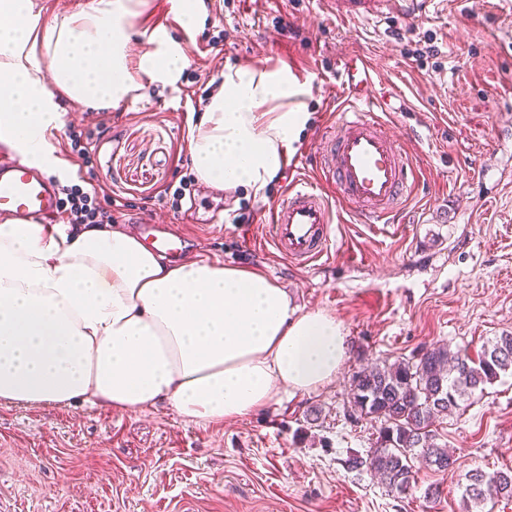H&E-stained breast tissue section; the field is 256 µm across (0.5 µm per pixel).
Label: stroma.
I'll return each mask as SVG.
<instances>
[{
    "label": "stroma",
    "instance_id": "obj_1",
    "mask_svg": "<svg viewBox=\"0 0 512 512\" xmlns=\"http://www.w3.org/2000/svg\"><path fill=\"white\" fill-rule=\"evenodd\" d=\"M495 2L380 0L368 14L353 0H203L188 30L171 0H143L134 32L163 26L188 66L175 86L144 83L108 110L61 98L52 141L66 166L51 181L101 186L97 203L116 210L114 230L171 224L189 260L261 269L300 310L334 315L349 355L317 390L230 422H185L163 404L124 412L0 402V512H464L465 472L512 467L510 374L435 423L457 463L445 474L420 468L411 495H389L344 465L376 441L374 424L349 415L355 371L435 344L475 352L512 332V23ZM426 38L438 56L412 55ZM356 56L377 71L383 130L420 168L417 197L387 232L343 207L331 258L311 267L245 246L239 229L282 197L284 171L261 199L207 184L191 210L174 206L172 189L195 174L190 140L204 92L227 68L281 69L304 84L310 118L296 156L347 104L337 76ZM70 126L101 129L89 158L72 152ZM486 160L494 176L484 185L474 171ZM448 209L453 223H436Z\"/></svg>",
    "mask_w": 512,
    "mask_h": 512
}]
</instances>
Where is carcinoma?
<instances>
[{
	"mask_svg": "<svg viewBox=\"0 0 512 512\" xmlns=\"http://www.w3.org/2000/svg\"><path fill=\"white\" fill-rule=\"evenodd\" d=\"M512 373V333L487 340L473 354L467 348L436 344L409 359L375 364L353 374L350 408L357 419L380 423L374 448L350 455L345 466L367 472L393 495H407L416 484L415 463L448 471V449L434 442L432 426L484 391L500 376ZM465 508L487 501L512 500V468L488 474L478 468L464 474Z\"/></svg>",
	"mask_w": 512,
	"mask_h": 512,
	"instance_id": "carcinoma-1",
	"label": "carcinoma"
}]
</instances>
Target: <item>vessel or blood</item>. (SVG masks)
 <instances>
[{"label": "vessel or blood", "mask_w": 512, "mask_h": 512, "mask_svg": "<svg viewBox=\"0 0 512 512\" xmlns=\"http://www.w3.org/2000/svg\"><path fill=\"white\" fill-rule=\"evenodd\" d=\"M342 74L351 101L318 137L313 149L316 169L336 185L342 201L366 223L388 221L418 193L413 163L370 111L378 101L372 77L348 64ZM57 213V186L0 148V222L49 224ZM333 222L328 197L292 173L283 198L271 210L266 242L273 252L305 268L329 255ZM141 235L145 245L160 255L173 257L184 249V237L162 232L152 224L142 225Z\"/></svg>", "instance_id": "vessel-or-blood-1"}]
</instances>
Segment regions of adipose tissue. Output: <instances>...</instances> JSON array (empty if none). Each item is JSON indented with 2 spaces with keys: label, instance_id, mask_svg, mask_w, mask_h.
<instances>
[{
  "label": "adipose tissue",
  "instance_id": "obj_1",
  "mask_svg": "<svg viewBox=\"0 0 512 512\" xmlns=\"http://www.w3.org/2000/svg\"><path fill=\"white\" fill-rule=\"evenodd\" d=\"M138 0H86L41 22L33 0H0V143L44 172L57 95L112 108L139 80L174 84L189 59L153 32L131 57ZM285 70L228 69L190 142L205 182L263 196L309 115ZM293 100L283 112L269 103ZM342 324L300 311L261 271L176 264L136 237L91 224H0V400L136 412L167 404L193 423L235 419L331 381L348 356Z\"/></svg>",
  "mask_w": 512,
  "mask_h": 512
}]
</instances>
